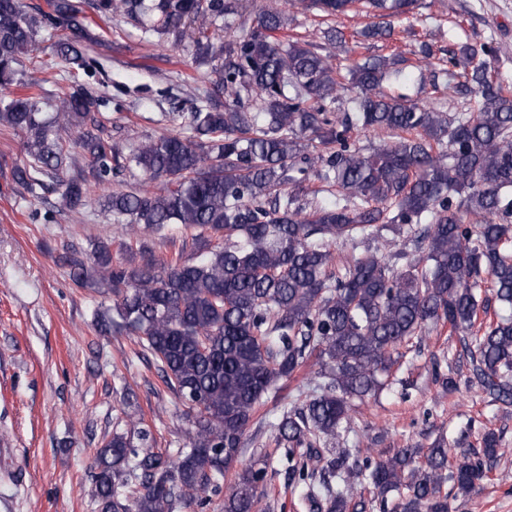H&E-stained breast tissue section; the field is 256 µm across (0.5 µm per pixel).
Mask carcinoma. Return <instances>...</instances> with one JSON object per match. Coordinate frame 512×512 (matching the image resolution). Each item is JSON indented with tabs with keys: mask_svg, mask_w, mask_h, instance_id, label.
<instances>
[{
	"mask_svg": "<svg viewBox=\"0 0 512 512\" xmlns=\"http://www.w3.org/2000/svg\"><path fill=\"white\" fill-rule=\"evenodd\" d=\"M355 2L300 5L328 18ZM363 2L380 19L407 20L418 5ZM89 8L138 24L150 16L146 39L211 66L188 98L162 92L172 132L125 146L105 133L100 109L121 107L123 88H96L105 68L86 48ZM228 16L239 23L226 37ZM290 21L280 0L254 20L245 0H0V87L26 89L0 97V129L22 135L28 157L15 182L36 198L57 191L78 213L93 190L140 177L105 195L128 231L121 249L169 224L198 231L201 243L167 262H114L108 244L67 257L75 285L112 292L96 325L137 336L138 356L153 358L194 427L174 453L156 450L137 423L113 430L96 451L98 512H205L221 492L224 512H259L266 461L235 471L238 451L250 424L266 421L261 409L309 365L321 382L272 427L288 485L310 512H448L443 485L470 495L504 453L493 430L455 458L444 437L376 457L341 446L354 406L387 386L430 324L457 333L467 385L512 405V89L497 50L465 44L448 58L441 74L472 93L450 115L386 89L403 53L354 57L330 23L319 41L279 38ZM44 35L54 40L52 78L41 60L22 69ZM392 35L381 24L359 32ZM342 92L351 108L340 117L332 105ZM354 131L388 140L359 146ZM77 152L88 176L66 178ZM313 179L336 193L308 210L294 190ZM384 231L410 234L415 249L371 247ZM233 236L242 243L228 244ZM339 244L352 251L341 268Z\"/></svg>",
	"mask_w": 512,
	"mask_h": 512,
	"instance_id": "cac0c4a2",
	"label": "carcinoma"
}]
</instances>
